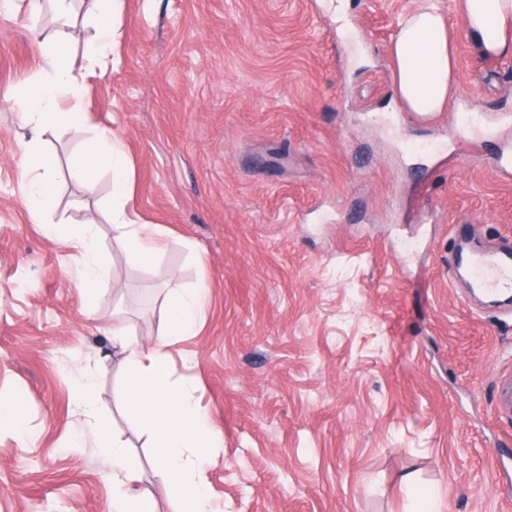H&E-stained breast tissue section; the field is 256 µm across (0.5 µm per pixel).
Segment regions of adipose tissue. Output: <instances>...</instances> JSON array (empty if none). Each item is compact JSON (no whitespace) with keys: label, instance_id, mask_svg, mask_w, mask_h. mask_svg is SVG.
Instances as JSON below:
<instances>
[{"label":"adipose tissue","instance_id":"adipose-tissue-1","mask_svg":"<svg viewBox=\"0 0 512 512\" xmlns=\"http://www.w3.org/2000/svg\"><path fill=\"white\" fill-rule=\"evenodd\" d=\"M458 4L464 28L482 56L497 58L512 51V0H458ZM390 55L395 93L404 110L417 117H432L444 111L455 94L456 61L447 18L432 0H424L399 22ZM67 56L63 41L47 43L42 66L52 72V82L28 85L17 100L23 120L39 133L59 131L87 120L80 108L63 112L57 105L59 95L72 84ZM36 157V163L23 171L29 182L27 205L35 214L55 196L54 161L41 151ZM103 168L112 174L115 199H125L127 158L102 133L84 145L72 175L90 182ZM115 229L128 262H154L160 251V233L155 226L123 219ZM61 243L82 257L80 288H97L102 268L95 221L89 219L75 225ZM207 295L208 288L203 283L173 292L168 300L166 326L161 337L151 344L131 340L124 327L112 330L113 342L125 354L127 405L139 426L153 439L156 474L178 501L179 512H213L196 457L203 450L224 445L222 433L207 425L190 392L170 382L167 349L177 338L195 334ZM97 435L101 452L112 460V483L121 489L116 512H151L148 496L137 487L139 472L126 446L105 428H98Z\"/></svg>","mask_w":512,"mask_h":512}]
</instances>
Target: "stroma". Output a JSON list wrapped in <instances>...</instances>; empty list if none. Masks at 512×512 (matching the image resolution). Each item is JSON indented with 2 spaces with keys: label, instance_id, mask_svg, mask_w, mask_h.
<instances>
[{
  "label": "stroma",
  "instance_id": "obj_1",
  "mask_svg": "<svg viewBox=\"0 0 512 512\" xmlns=\"http://www.w3.org/2000/svg\"><path fill=\"white\" fill-rule=\"evenodd\" d=\"M124 0L92 53L93 0H74V100L86 127L46 134L55 205L33 219L21 168L32 136L14 102L58 27L30 0H0V512H113L112 463L74 400L141 470L154 512L175 504L126 410L112 345L147 344L171 289L206 282L195 335L169 349L171 381L221 430L202 460L223 512H512V312L463 297L454 247L512 241V53L488 59L456 7V94L427 122L403 112L388 49L416 0ZM129 160L125 205L158 227L147 266L112 240V177L71 167L97 132ZM107 275L76 286L79 254L47 237L87 218Z\"/></svg>",
  "mask_w": 512,
  "mask_h": 512
}]
</instances>
